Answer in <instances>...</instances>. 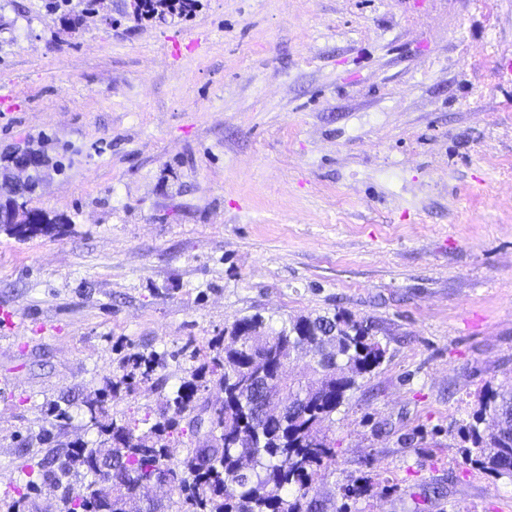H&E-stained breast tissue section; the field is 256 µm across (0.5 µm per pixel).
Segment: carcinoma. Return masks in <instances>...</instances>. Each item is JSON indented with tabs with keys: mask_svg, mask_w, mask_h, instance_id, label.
<instances>
[{
	"mask_svg": "<svg viewBox=\"0 0 512 512\" xmlns=\"http://www.w3.org/2000/svg\"><path fill=\"white\" fill-rule=\"evenodd\" d=\"M198 0H132L137 18L187 16ZM41 146L17 147L0 159L5 176L18 156ZM29 190L0 193V207L26 220L0 229L18 239L50 234L64 215L50 216L28 207ZM303 350L310 356L305 370L316 383L274 377L278 362ZM385 349L370 327L344 313L315 318L301 316L273 331L259 315L243 318L224 331L219 351L203 362L172 393L164 396L155 420L136 431L109 415V402L142 384L154 382L167 365L166 354L134 353L123 358L121 376L83 398L100 440L80 443L39 462L43 478L63 488L59 512H140L138 484L157 473L169 474L173 493L163 512H323L315 496L317 468L335 456L326 434L327 422L358 380L378 367ZM224 392L216 406L198 397L209 378ZM471 446L467 461L512 478V387L491 391L462 427ZM188 433L194 446L183 459L174 456L170 440Z\"/></svg>",
	"mask_w": 512,
	"mask_h": 512,
	"instance_id": "cac0c4a2",
	"label": "carcinoma"
}]
</instances>
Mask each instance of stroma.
I'll return each instance as SVG.
<instances>
[{
  "label": "stroma",
  "instance_id": "stroma-1",
  "mask_svg": "<svg viewBox=\"0 0 512 512\" xmlns=\"http://www.w3.org/2000/svg\"><path fill=\"white\" fill-rule=\"evenodd\" d=\"M126 2L0 8V157L50 135L29 206L67 219L0 231V512H55L38 461L97 431L50 409L124 355H168L111 406L138 423L236 320L339 311L385 356L333 416L327 512L352 484L350 512H512L459 431L512 384V0ZM198 0H132L128 8L137 18H158L165 20L167 15L187 16L197 7Z\"/></svg>",
  "mask_w": 512,
  "mask_h": 512
}]
</instances>
